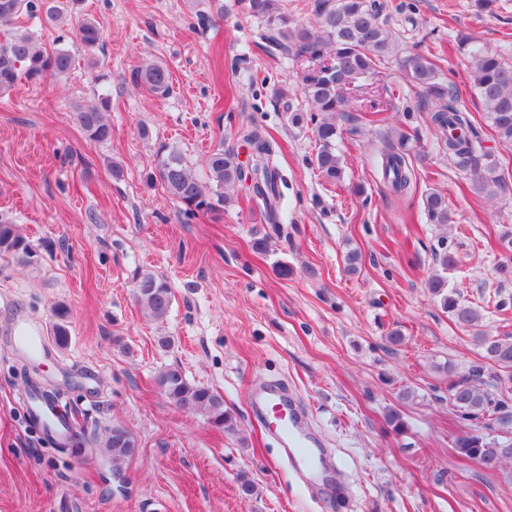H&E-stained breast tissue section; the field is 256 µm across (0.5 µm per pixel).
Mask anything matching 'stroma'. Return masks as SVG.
Instances as JSON below:
<instances>
[{"label": "stroma", "mask_w": 512, "mask_h": 512, "mask_svg": "<svg viewBox=\"0 0 512 512\" xmlns=\"http://www.w3.org/2000/svg\"><path fill=\"white\" fill-rule=\"evenodd\" d=\"M404 2L414 11L393 16L400 51L433 55L512 181V146L487 126L459 43L470 36L512 58V0ZM223 3L219 15L214 0H80L78 14L103 32L92 52L74 25L41 12L21 18L22 30L47 51L69 50L74 65L0 94V218L34 250L25 265L0 255V512H512V466L488 471L454 448L467 425L448 402L442 366L466 369L481 351L427 288L447 239L456 261L449 287L483 307L484 330L512 337V313L494 309L512 297V275L499 271L511 252L501 234L512 227V194L490 203L472 192L429 128L430 102L394 63L359 95L381 104L376 125L354 112L341 120L344 182L330 186L309 163L311 132L286 120L287 105L303 102L295 64L270 53L239 0ZM152 61L170 71L168 97L124 79ZM101 94L111 99L112 138L98 144L73 114ZM251 121L280 146L279 230L243 183L220 220L184 221L146 179L158 143L176 146L199 175L216 150L248 162L236 130ZM400 130L418 131L425 159L413 192L395 197L378 174V148L380 134ZM113 161L122 179H113ZM431 191L447 198L451 227L427 220ZM264 235L268 251L254 252ZM354 249L363 261L349 273L344 257ZM280 263L290 275L276 273ZM145 271L173 288L164 323L137 299ZM60 303L70 309L68 345L47 360L16 354V313L48 329ZM393 329L402 345L387 343ZM161 336L169 348L158 346ZM169 366L220 392L237 432L175 406L157 383ZM35 379L74 419V445L28 422L18 397ZM271 381L298 400L330 452L315 490L252 410V388ZM393 411L397 431L385 422ZM115 424L138 443L117 472L99 447ZM244 477L256 486L248 498L238 493Z\"/></svg>", "instance_id": "35a3bbf8"}]
</instances>
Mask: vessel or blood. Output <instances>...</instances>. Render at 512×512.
<instances>
[{
    "label": "vessel or blood",
    "mask_w": 512,
    "mask_h": 512,
    "mask_svg": "<svg viewBox=\"0 0 512 512\" xmlns=\"http://www.w3.org/2000/svg\"><path fill=\"white\" fill-rule=\"evenodd\" d=\"M10 340L14 348L26 356L45 359L51 355L42 330L27 318L14 320ZM254 403L271 432L288 452L292 467L299 472L314 473L317 450L313 448L293 405L276 388L255 394ZM26 411L32 420L47 426L54 440L65 441L72 436L70 419L59 412L54 401L43 398L39 390H31L26 399Z\"/></svg>",
    "instance_id": "b4317fda"
}]
</instances>
